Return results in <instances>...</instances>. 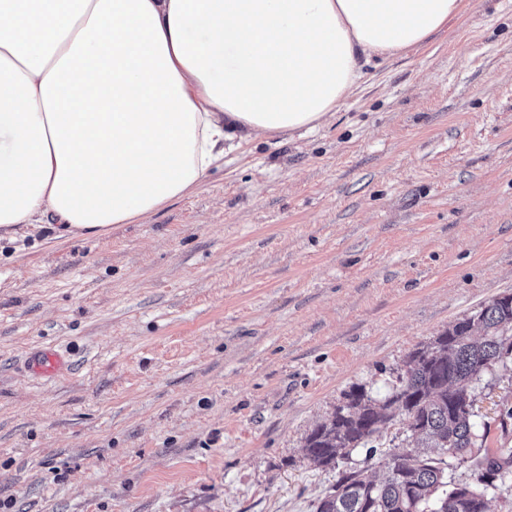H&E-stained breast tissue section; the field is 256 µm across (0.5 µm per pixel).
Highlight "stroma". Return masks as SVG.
<instances>
[{
    "label": "stroma",
    "mask_w": 512,
    "mask_h": 512,
    "mask_svg": "<svg viewBox=\"0 0 512 512\" xmlns=\"http://www.w3.org/2000/svg\"><path fill=\"white\" fill-rule=\"evenodd\" d=\"M512 292V0L107 236H0V512H315L305 438ZM54 349L68 367L30 375ZM512 449V362L475 383Z\"/></svg>",
    "instance_id": "obj_1"
}]
</instances>
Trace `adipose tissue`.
<instances>
[{"label": "adipose tissue", "instance_id": "adipose-tissue-1", "mask_svg": "<svg viewBox=\"0 0 512 512\" xmlns=\"http://www.w3.org/2000/svg\"><path fill=\"white\" fill-rule=\"evenodd\" d=\"M463 0H0V229L104 236L320 128Z\"/></svg>", "mask_w": 512, "mask_h": 512}]
</instances>
